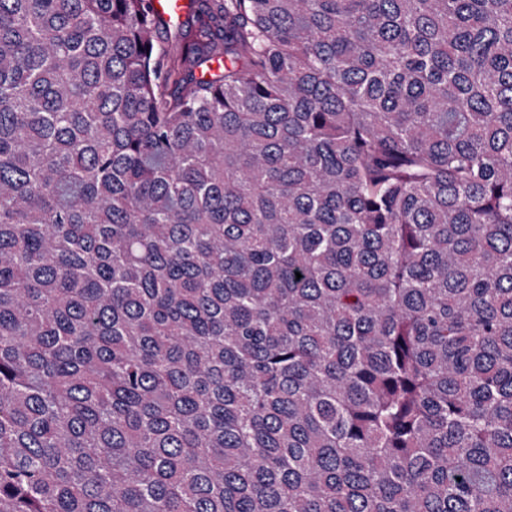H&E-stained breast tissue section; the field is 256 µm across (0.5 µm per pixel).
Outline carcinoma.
<instances>
[{
    "instance_id": "obj_1",
    "label": "carcinoma",
    "mask_w": 512,
    "mask_h": 512,
    "mask_svg": "<svg viewBox=\"0 0 512 512\" xmlns=\"http://www.w3.org/2000/svg\"><path fill=\"white\" fill-rule=\"evenodd\" d=\"M0 512H512V0H0Z\"/></svg>"
}]
</instances>
